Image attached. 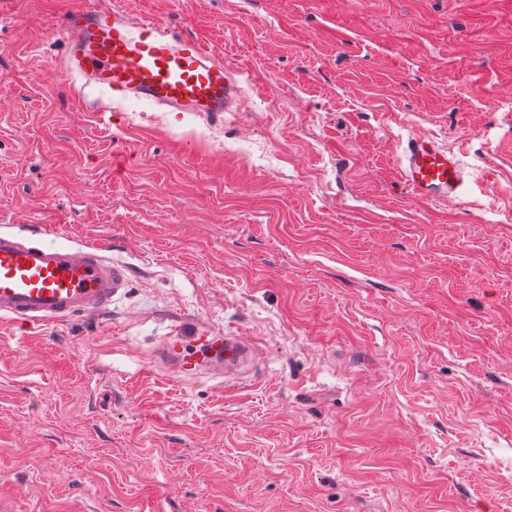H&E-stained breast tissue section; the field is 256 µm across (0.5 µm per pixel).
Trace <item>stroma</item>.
Masks as SVG:
<instances>
[{"label": "stroma", "instance_id": "obj_1", "mask_svg": "<svg viewBox=\"0 0 512 512\" xmlns=\"http://www.w3.org/2000/svg\"><path fill=\"white\" fill-rule=\"evenodd\" d=\"M91 5L222 52L237 111L100 113ZM417 134L459 199L403 183ZM0 226L132 269L0 322V512H512V0H0ZM179 316L255 340L238 389L154 365ZM400 170L409 191L419 200H454L462 193L457 157L432 137L408 139Z\"/></svg>", "mask_w": 512, "mask_h": 512}]
</instances>
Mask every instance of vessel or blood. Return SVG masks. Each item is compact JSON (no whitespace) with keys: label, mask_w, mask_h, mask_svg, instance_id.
<instances>
[{"label":"vessel or blood","mask_w":512,"mask_h":512,"mask_svg":"<svg viewBox=\"0 0 512 512\" xmlns=\"http://www.w3.org/2000/svg\"><path fill=\"white\" fill-rule=\"evenodd\" d=\"M64 68L111 94L110 109L128 99L166 112L214 118L239 92L235 68L191 37L170 35L156 19H132L119 9L73 10L63 19ZM401 175L420 200H453L463 180L456 156L434 138L408 139ZM132 270L94 245H45L38 230L0 229V321L39 326L75 316L96 317L127 288ZM179 380L232 377L251 368V340L181 321L154 350Z\"/></svg>","instance_id":"obj_1"}]
</instances>
